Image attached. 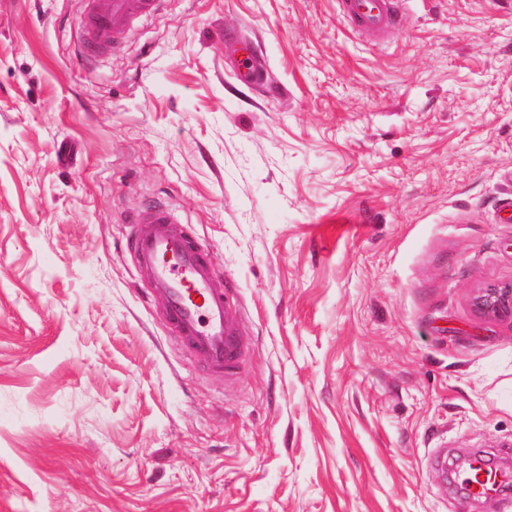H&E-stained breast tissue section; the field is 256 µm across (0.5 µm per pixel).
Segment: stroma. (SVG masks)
I'll list each match as a JSON object with an SVG mask.
<instances>
[{"instance_id":"stroma-1","label":"stroma","mask_w":512,"mask_h":512,"mask_svg":"<svg viewBox=\"0 0 512 512\" xmlns=\"http://www.w3.org/2000/svg\"><path fill=\"white\" fill-rule=\"evenodd\" d=\"M89 0H0V512H512V9L159 0L79 58ZM264 82L238 83L241 41ZM162 204L234 292L235 382L125 248ZM338 5L357 32L381 39L399 23L406 0H338ZM474 304L488 319L512 316V285L478 289L474 296ZM481 475H484V479H481ZM510 480L509 474L493 470L479 459L469 463L464 479L469 492L478 498L494 497L499 486Z\"/></svg>"}]
</instances>
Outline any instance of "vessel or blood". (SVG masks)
Segmentation results:
<instances>
[{
    "label": "vessel or blood",
    "instance_id": "b4317fda",
    "mask_svg": "<svg viewBox=\"0 0 512 512\" xmlns=\"http://www.w3.org/2000/svg\"><path fill=\"white\" fill-rule=\"evenodd\" d=\"M343 18L359 33L382 38L400 21L406 0H338ZM154 0H91L80 55L106 49L98 32L125 28L149 13ZM128 250L148 291L165 304L170 332L187 351L202 357L212 372L234 377L245 359L238 316L225 290L214 285L215 268L207 247L160 205L139 214L128 228ZM512 475L482 460L470 463L465 482L478 498L494 497Z\"/></svg>",
    "mask_w": 512,
    "mask_h": 512
}]
</instances>
